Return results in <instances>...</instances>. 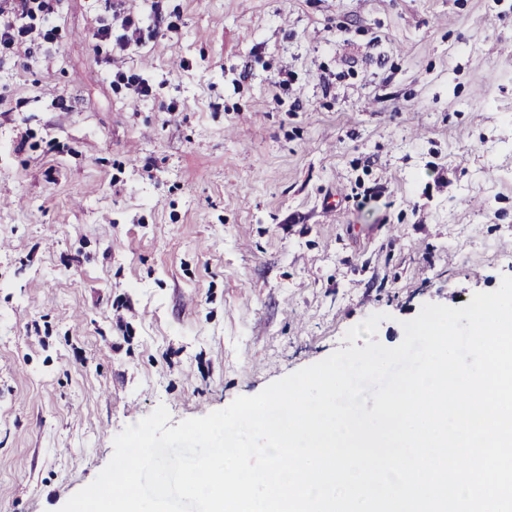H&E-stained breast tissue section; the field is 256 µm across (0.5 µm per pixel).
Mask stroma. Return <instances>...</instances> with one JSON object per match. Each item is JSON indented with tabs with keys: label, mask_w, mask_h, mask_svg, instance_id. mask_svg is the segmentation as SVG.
<instances>
[{
	"label": "stroma",
	"mask_w": 512,
	"mask_h": 512,
	"mask_svg": "<svg viewBox=\"0 0 512 512\" xmlns=\"http://www.w3.org/2000/svg\"><path fill=\"white\" fill-rule=\"evenodd\" d=\"M48 7L0 54V512L512 275V0H164L128 52Z\"/></svg>",
	"instance_id": "1"
}]
</instances>
